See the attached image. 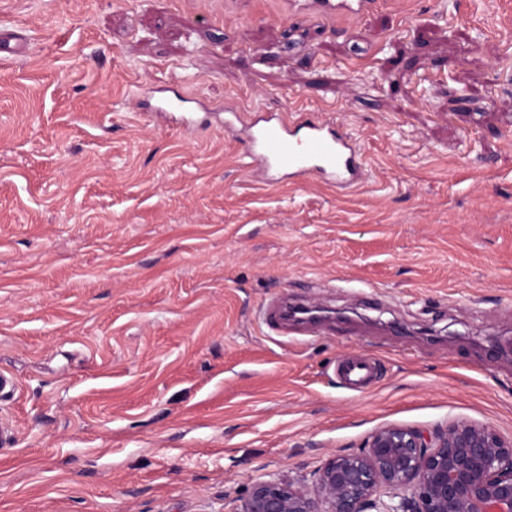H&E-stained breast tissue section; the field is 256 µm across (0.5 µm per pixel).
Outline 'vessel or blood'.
Returning a JSON list of instances; mask_svg holds the SVG:
<instances>
[{"label": "vessel or blood", "mask_w": 512, "mask_h": 512, "mask_svg": "<svg viewBox=\"0 0 512 512\" xmlns=\"http://www.w3.org/2000/svg\"><path fill=\"white\" fill-rule=\"evenodd\" d=\"M294 9L318 13L331 20L354 19L367 13L374 0H290ZM226 131L240 133L243 155L266 182L289 178L299 184L314 177L339 190L357 187L366 178L363 154L355 140L325 113L282 114L256 111L243 122L239 108L230 107L224 119ZM336 371L354 391L366 387L373 365L360 357L341 361Z\"/></svg>", "instance_id": "1"}]
</instances>
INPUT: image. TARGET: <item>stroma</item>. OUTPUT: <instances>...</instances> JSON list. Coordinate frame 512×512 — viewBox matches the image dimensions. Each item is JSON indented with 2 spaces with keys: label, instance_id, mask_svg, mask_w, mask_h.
<instances>
[{
  "label": "stroma",
  "instance_id": "obj_1",
  "mask_svg": "<svg viewBox=\"0 0 512 512\" xmlns=\"http://www.w3.org/2000/svg\"><path fill=\"white\" fill-rule=\"evenodd\" d=\"M0 29V512H235L384 425L512 437V0H0ZM227 105L331 113L367 180L267 184ZM283 297L339 316L279 334ZM373 0H291L292 8L309 10L331 20L354 19L367 13ZM336 371L351 390L360 391L369 384L373 365L360 357H348L337 365Z\"/></svg>",
  "mask_w": 512,
  "mask_h": 512
}]
</instances>
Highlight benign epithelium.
Masks as SVG:
<instances>
[{"label": "benign epithelium", "mask_w": 512, "mask_h": 512, "mask_svg": "<svg viewBox=\"0 0 512 512\" xmlns=\"http://www.w3.org/2000/svg\"><path fill=\"white\" fill-rule=\"evenodd\" d=\"M314 476L313 489L258 481L236 512H512V439L467 420L386 425Z\"/></svg>", "instance_id": "benign-epithelium-1"}]
</instances>
